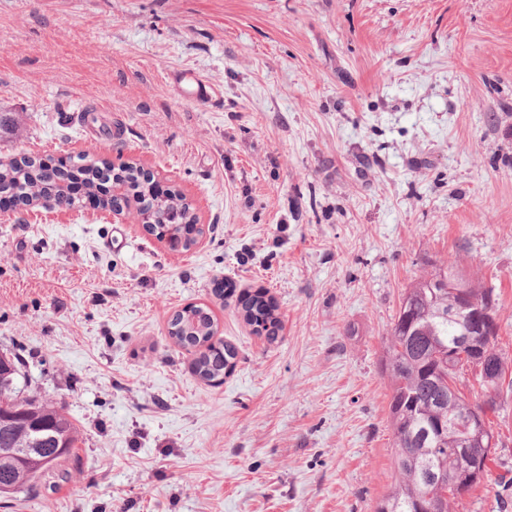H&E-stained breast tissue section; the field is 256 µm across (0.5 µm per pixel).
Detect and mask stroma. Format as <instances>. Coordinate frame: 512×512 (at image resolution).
<instances>
[{
  "mask_svg": "<svg viewBox=\"0 0 512 512\" xmlns=\"http://www.w3.org/2000/svg\"><path fill=\"white\" fill-rule=\"evenodd\" d=\"M1 115L0 159L137 163L205 235L176 254L85 201L0 209V353L79 431L0 512H374L387 337L437 265L494 287L512 360V0H0ZM258 288L272 343L241 315ZM189 304L237 349L221 383L167 335ZM489 419L456 512H512V397ZM169 77L184 98L195 103H208L212 99V86L208 81L181 71L171 72Z\"/></svg>",
  "mask_w": 512,
  "mask_h": 512,
  "instance_id": "35a3bbf8",
  "label": "stroma"
}]
</instances>
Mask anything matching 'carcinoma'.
I'll use <instances>...</instances> for the list:
<instances>
[{"mask_svg": "<svg viewBox=\"0 0 512 512\" xmlns=\"http://www.w3.org/2000/svg\"><path fill=\"white\" fill-rule=\"evenodd\" d=\"M85 172L86 187L95 192L100 188L98 163L74 167ZM69 171L54 163V159L37 157L19 163L0 166V188L16 193L26 204L50 202L60 207H73L75 201L67 194ZM124 186L125 196L139 203L134 216L160 233L175 232L186 240L194 239L197 230L186 220L192 218V207L179 191L158 200L141 179L140 170L128 164L116 177ZM440 273L433 272L415 280L404 292L412 307L408 321L395 317L390 329L384 368L390 380L388 422L393 433V464L398 474L391 490L382 496L376 509L389 512H412L417 500L430 496L442 504V512H455L459 497L484 483L490 470L477 477L455 465L457 434L440 430V420H462L470 409L464 396L448 397V384H457L468 371H475L482 353L488 352L500 367L499 382H486L477 377L482 395L489 397L491 411H496L503 397L512 393V378L506 379L509 363L498 349V336L472 337L473 346L460 348L456 336L464 324L448 318V310L459 300L455 283L459 275L448 269V283L438 281ZM466 293L473 299L497 303L493 288H484L472 280L466 281ZM244 321L258 335L273 342L279 331L277 305L268 293L257 290L242 300ZM174 342L184 348L199 350L195 359V374L210 382L224 376V371L236 358L235 348L225 342L213 341L214 319L202 307L191 305L177 312L170 321ZM11 370L5 385L3 400L20 408L32 407L49 425L44 441L32 453L31 468L16 467L11 454L15 444L12 427H0V484L14 485L13 492L34 488L40 474L49 466L72 454L78 442L77 428L60 410L25 394L28 379L22 371V360L10 357Z\"/></svg>", "mask_w": 512, "mask_h": 512, "instance_id": "obj_1", "label": "carcinoma"}]
</instances>
